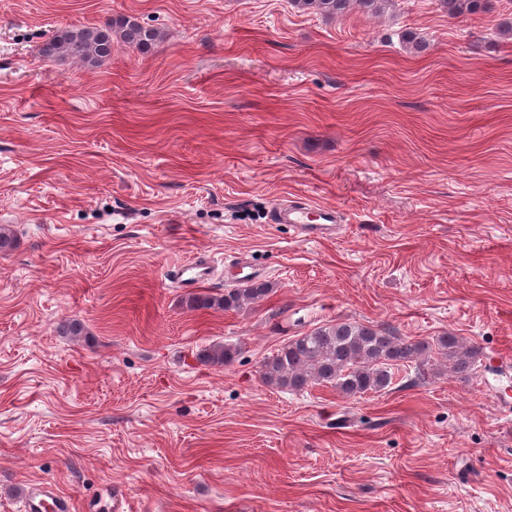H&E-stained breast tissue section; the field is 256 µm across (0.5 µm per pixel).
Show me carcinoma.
Instances as JSON below:
<instances>
[{
    "instance_id": "obj_1",
    "label": "carcinoma",
    "mask_w": 512,
    "mask_h": 512,
    "mask_svg": "<svg viewBox=\"0 0 512 512\" xmlns=\"http://www.w3.org/2000/svg\"><path fill=\"white\" fill-rule=\"evenodd\" d=\"M390 0H291L298 10L313 11L326 19L344 16L353 8L367 13L381 12ZM451 18L486 11L488 0H439ZM159 38L158 30L131 17L114 19L95 27H68L56 33L43 47L48 58H67L96 63L112 55L114 43L147 52ZM270 293L265 283L229 289L222 296L186 298L190 311L219 308L237 309ZM478 349L453 333L432 341H411L356 321H338L317 327L284 343L261 364V378L270 387L301 392L313 386H330L342 397L358 398L384 391L392 383L391 369L415 365L421 378L442 369L461 378L475 370ZM233 351L214 345L196 354L202 363L222 366Z\"/></svg>"
}]
</instances>
